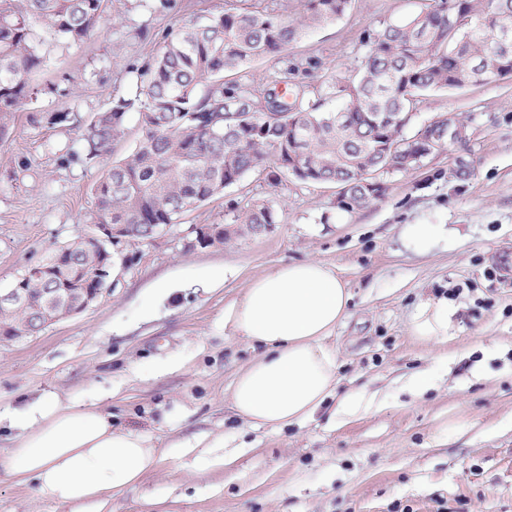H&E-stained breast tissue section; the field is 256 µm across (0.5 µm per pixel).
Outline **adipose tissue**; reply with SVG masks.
<instances>
[{"instance_id":"adipose-tissue-1","label":"adipose tissue","mask_w":512,"mask_h":512,"mask_svg":"<svg viewBox=\"0 0 512 512\" xmlns=\"http://www.w3.org/2000/svg\"><path fill=\"white\" fill-rule=\"evenodd\" d=\"M352 299L335 265L317 259L284 262L249 280L224 311L225 325L263 348L235 374V416L275 430L312 418L338 385L327 340L350 317ZM452 315L447 301H426L411 334L423 342L447 338ZM8 420L16 434L0 448V478L33 485L68 512H107L168 455L151 436L113 427L111 412L81 395L46 396Z\"/></svg>"}]
</instances>
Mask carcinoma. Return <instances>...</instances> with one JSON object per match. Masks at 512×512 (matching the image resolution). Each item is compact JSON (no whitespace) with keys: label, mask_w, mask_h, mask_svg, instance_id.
<instances>
[{"label":"carcinoma","mask_w":512,"mask_h":512,"mask_svg":"<svg viewBox=\"0 0 512 512\" xmlns=\"http://www.w3.org/2000/svg\"><path fill=\"white\" fill-rule=\"evenodd\" d=\"M224 13L191 21L164 36L145 70L137 101L119 99L85 120L63 113L78 130L81 154L93 161L112 152L137 109L138 136L132 149L94 186L89 224H124L112 241V255L154 238L155 225L176 224L224 189L260 172L271 184L288 173L313 183L348 186L346 209L380 198L385 186L364 185V161L384 177L413 168L393 145L423 131L467 128L452 114L426 129L402 130L398 120L416 110L422 97L456 84L512 71V50L504 56L498 32L512 27V0H464L466 20L448 19L447 0H431L417 13L386 25L357 58L351 74L327 81L335 102L329 109L307 86L259 79L224 86V74L258 59H277L312 27L331 23L350 0H298V16L271 15L263 0H225ZM109 0H0V141L13 130L16 113L34 93L31 76L43 68L38 44L46 39L81 43L98 30ZM301 143L298 166L288 149ZM235 224L258 230L276 223L268 201L238 211ZM207 246L224 245L222 225L200 228ZM102 252L81 241L56 251L27 288H92L101 284Z\"/></svg>","instance_id":"1"}]
</instances>
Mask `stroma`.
Wrapping results in <instances>:
<instances>
[{"label":"stroma","instance_id":"obj_1","mask_svg":"<svg viewBox=\"0 0 512 512\" xmlns=\"http://www.w3.org/2000/svg\"><path fill=\"white\" fill-rule=\"evenodd\" d=\"M422 0H351L335 22L310 31L276 60L231 74L234 83L287 73L311 88L350 73L362 45L407 18ZM224 0H112L100 32L82 43L47 41L37 93L0 142V289L11 287L59 245L92 233L82 223L110 158H73L79 137L47 116L85 117L133 97L139 70L167 30L221 14ZM418 121L463 113L466 144L416 170L385 176L369 206H338L332 183L283 175L278 187L252 174L179 224L136 245L133 265L83 312L37 335L0 343V411L54 393L100 398L115 425L159 437L170 450L157 474L112 502V512H512V74L428 94ZM43 116L40 124L30 115ZM272 201L274 224L234 223L247 204ZM438 224L426 249L408 224ZM227 226L219 247H190L193 227ZM334 264L354 295L352 314L329 340L338 395L328 409L280 431L243 425L224 391L258 350L224 328V309L248 281L278 263ZM225 273L223 288L198 287ZM165 278L182 288L158 299ZM445 298L456 312L442 343L415 339L416 308ZM424 373L420 396L406 387ZM235 452L226 468L204 467L196 438Z\"/></svg>","mask_w":512,"mask_h":512}]
</instances>
